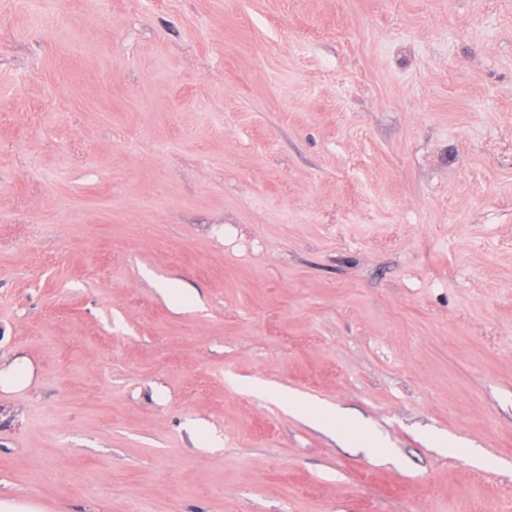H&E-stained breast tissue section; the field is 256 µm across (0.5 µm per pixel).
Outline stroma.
<instances>
[{
	"mask_svg": "<svg viewBox=\"0 0 512 512\" xmlns=\"http://www.w3.org/2000/svg\"><path fill=\"white\" fill-rule=\"evenodd\" d=\"M17 357L41 512H512V0H0Z\"/></svg>",
	"mask_w": 512,
	"mask_h": 512,
	"instance_id": "1",
	"label": "stroma"
}]
</instances>
